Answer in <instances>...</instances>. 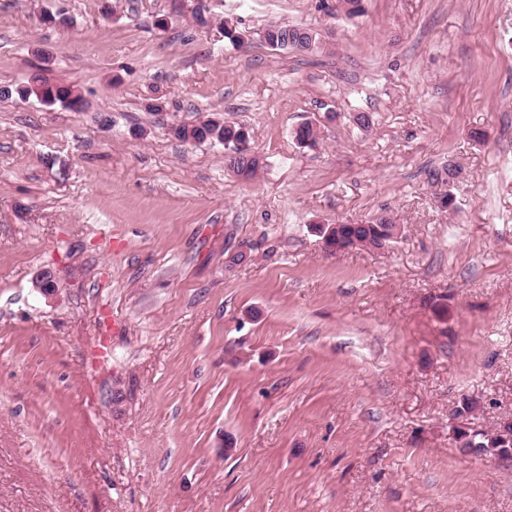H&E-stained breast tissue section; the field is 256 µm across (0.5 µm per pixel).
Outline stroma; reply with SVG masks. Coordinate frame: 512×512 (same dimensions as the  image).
I'll list each match as a JSON object with an SVG mask.
<instances>
[{
  "instance_id": "stroma-1",
  "label": "stroma",
  "mask_w": 512,
  "mask_h": 512,
  "mask_svg": "<svg viewBox=\"0 0 512 512\" xmlns=\"http://www.w3.org/2000/svg\"><path fill=\"white\" fill-rule=\"evenodd\" d=\"M362 5L0 0V512H512L452 436L512 419V0ZM208 117L252 180L170 133ZM271 23L268 24L261 35L264 43L273 42L278 43V46L267 45L272 50H282L299 53H313L319 49L320 43L318 42L317 34L310 28L297 26V25H286L279 24L277 29H270ZM306 30H310L315 33L314 46L311 48L310 37L306 34ZM73 87L61 86V85H50L45 81L34 77L26 86L17 90L19 96L34 95L45 105H55L57 103L73 110V105L82 99L81 95L78 94L75 98H72L75 93ZM323 225H326V227H323ZM332 225H334L335 228L330 230L328 237L327 234L330 226ZM386 229H397V225L386 216L377 217L368 224H319L315 228L316 232L326 245L336 241V245L334 247L327 248L330 252L334 253L343 252L351 248L347 247L342 240H336L337 233H339L343 238L348 239V244L350 246L356 245L357 248L366 247L379 249L384 244L388 246L398 236L397 234L395 237L382 243L381 240L385 235H387ZM353 238L357 243H355Z\"/></svg>"
}]
</instances>
